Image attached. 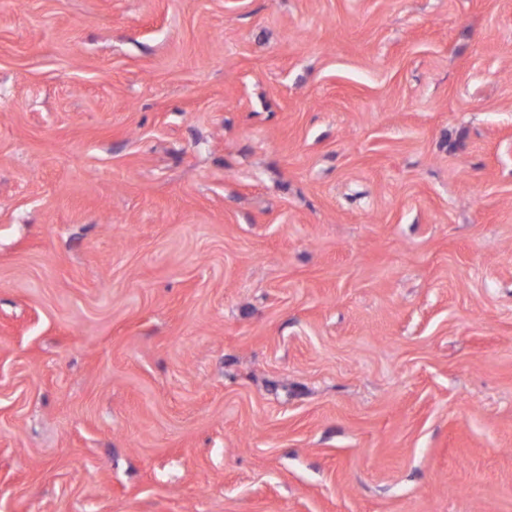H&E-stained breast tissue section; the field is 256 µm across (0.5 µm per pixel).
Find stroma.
Returning a JSON list of instances; mask_svg holds the SVG:
<instances>
[{
  "instance_id": "1",
  "label": "stroma",
  "mask_w": 512,
  "mask_h": 512,
  "mask_svg": "<svg viewBox=\"0 0 512 512\" xmlns=\"http://www.w3.org/2000/svg\"><path fill=\"white\" fill-rule=\"evenodd\" d=\"M0 512H512V0H0Z\"/></svg>"
}]
</instances>
